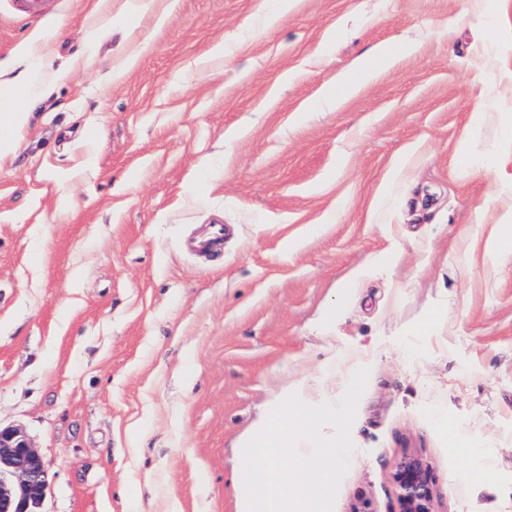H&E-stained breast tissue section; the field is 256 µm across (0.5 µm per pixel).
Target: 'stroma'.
I'll list each match as a JSON object with an SVG mask.
<instances>
[{
	"mask_svg": "<svg viewBox=\"0 0 512 512\" xmlns=\"http://www.w3.org/2000/svg\"><path fill=\"white\" fill-rule=\"evenodd\" d=\"M505 28L493 0H0L30 114L0 163V424L41 512H240L269 403L362 368L333 512H399L407 455L436 512H512ZM41 36L33 104L6 82ZM211 224L223 249L187 253Z\"/></svg>",
	"mask_w": 512,
	"mask_h": 512,
	"instance_id": "1",
	"label": "stroma"
}]
</instances>
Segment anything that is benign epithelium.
Listing matches in <instances>:
<instances>
[{"label": "benign epithelium", "mask_w": 512, "mask_h": 512, "mask_svg": "<svg viewBox=\"0 0 512 512\" xmlns=\"http://www.w3.org/2000/svg\"><path fill=\"white\" fill-rule=\"evenodd\" d=\"M400 512H434L437 493L430 465L407 455L395 472ZM47 475L26 434L18 426H0V512H37Z\"/></svg>", "instance_id": "1"}]
</instances>
